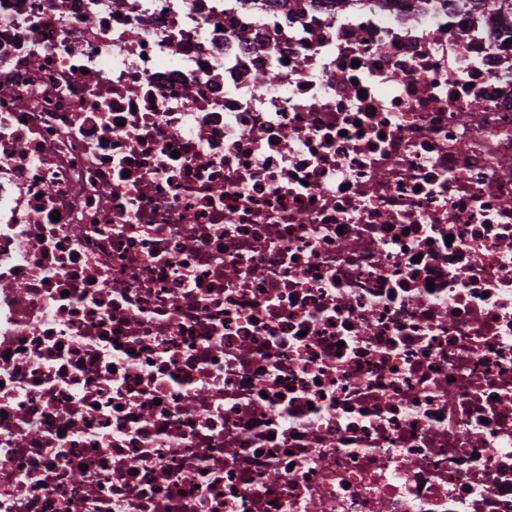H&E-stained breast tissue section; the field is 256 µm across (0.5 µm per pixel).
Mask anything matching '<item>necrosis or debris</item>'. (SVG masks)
Masks as SVG:
<instances>
[{
  "label": "necrosis or debris",
  "mask_w": 512,
  "mask_h": 512,
  "mask_svg": "<svg viewBox=\"0 0 512 512\" xmlns=\"http://www.w3.org/2000/svg\"><path fill=\"white\" fill-rule=\"evenodd\" d=\"M0 512H512L495 15L0 0Z\"/></svg>",
  "instance_id": "4bbe7bcc"
}]
</instances>
